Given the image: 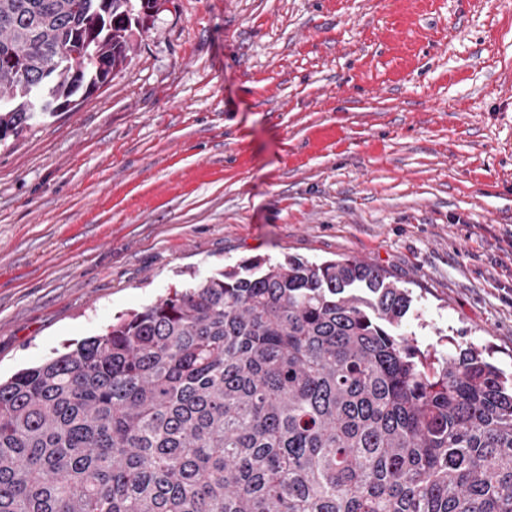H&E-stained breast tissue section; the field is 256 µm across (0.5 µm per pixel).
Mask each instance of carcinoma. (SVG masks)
I'll return each mask as SVG.
<instances>
[{"label": "carcinoma", "instance_id": "cac0c4a2", "mask_svg": "<svg viewBox=\"0 0 512 512\" xmlns=\"http://www.w3.org/2000/svg\"><path fill=\"white\" fill-rule=\"evenodd\" d=\"M132 0H0V142L131 61ZM356 259L250 262L0 381V512H512V382Z\"/></svg>", "mask_w": 512, "mask_h": 512}]
</instances>
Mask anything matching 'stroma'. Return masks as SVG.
Masks as SVG:
<instances>
[{"label":"stroma","instance_id":"1","mask_svg":"<svg viewBox=\"0 0 512 512\" xmlns=\"http://www.w3.org/2000/svg\"><path fill=\"white\" fill-rule=\"evenodd\" d=\"M0 145V377L256 258L357 259L512 376V0H161Z\"/></svg>","mask_w":512,"mask_h":512}]
</instances>
